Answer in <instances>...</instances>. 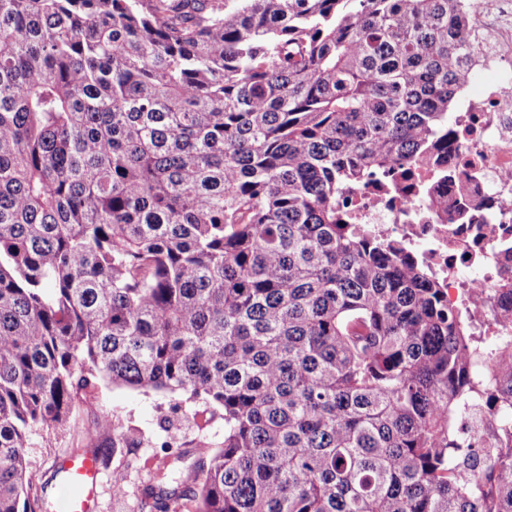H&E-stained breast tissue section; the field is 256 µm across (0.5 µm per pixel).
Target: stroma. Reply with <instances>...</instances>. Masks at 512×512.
Listing matches in <instances>:
<instances>
[{
    "mask_svg": "<svg viewBox=\"0 0 512 512\" xmlns=\"http://www.w3.org/2000/svg\"><path fill=\"white\" fill-rule=\"evenodd\" d=\"M179 415L181 446L191 459L206 456L224 440V420L220 408L188 402L173 412L168 396L118 387L98 381L79 391L78 400L65 427L53 433L38 429L29 435L30 481L40 488L53 480L55 458L75 448H95L103 460L104 473L98 488L96 512H150L143 490L158 483L173 457L165 452L166 418ZM111 416L112 429H104L100 419ZM125 474L123 491H115L113 470Z\"/></svg>",
    "mask_w": 512,
    "mask_h": 512,
    "instance_id": "stroma-1",
    "label": "stroma"
}]
</instances>
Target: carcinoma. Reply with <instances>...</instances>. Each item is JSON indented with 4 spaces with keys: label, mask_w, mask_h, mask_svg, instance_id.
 I'll list each match as a JSON object with an SVG mask.
<instances>
[{
    "label": "carcinoma",
    "mask_w": 512,
    "mask_h": 512,
    "mask_svg": "<svg viewBox=\"0 0 512 512\" xmlns=\"http://www.w3.org/2000/svg\"><path fill=\"white\" fill-rule=\"evenodd\" d=\"M476 5L0 0V512L97 379L223 410L159 512H512V279L477 327L338 203L448 210Z\"/></svg>",
    "instance_id": "obj_1"
}]
</instances>
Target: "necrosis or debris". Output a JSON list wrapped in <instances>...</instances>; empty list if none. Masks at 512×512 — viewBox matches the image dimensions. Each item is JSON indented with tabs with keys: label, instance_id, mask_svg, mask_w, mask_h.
<instances>
[{
	"label": "necrosis or debris",
	"instance_id": "obj_1",
	"mask_svg": "<svg viewBox=\"0 0 512 512\" xmlns=\"http://www.w3.org/2000/svg\"><path fill=\"white\" fill-rule=\"evenodd\" d=\"M469 42L473 76L469 95L454 115L457 152L454 178L440 185L449 201L481 199L485 210L475 223L437 219L422 201L403 193L389 197L372 186L355 191L363 223L404 239L456 302L460 289L477 294L475 322L486 316L484 299L512 277V0L494 11L476 8ZM473 270L460 278L458 270Z\"/></svg>",
	"mask_w": 512,
	"mask_h": 512
}]
</instances>
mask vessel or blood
I'll list each match as a JSON object with an SVG mask.
<instances>
[{
    "instance_id": "vessel-or-blood-1",
    "label": "vessel or blood",
    "mask_w": 512,
    "mask_h": 512,
    "mask_svg": "<svg viewBox=\"0 0 512 512\" xmlns=\"http://www.w3.org/2000/svg\"><path fill=\"white\" fill-rule=\"evenodd\" d=\"M58 512H93L101 480V464L92 452L68 454L54 464Z\"/></svg>"
}]
</instances>
